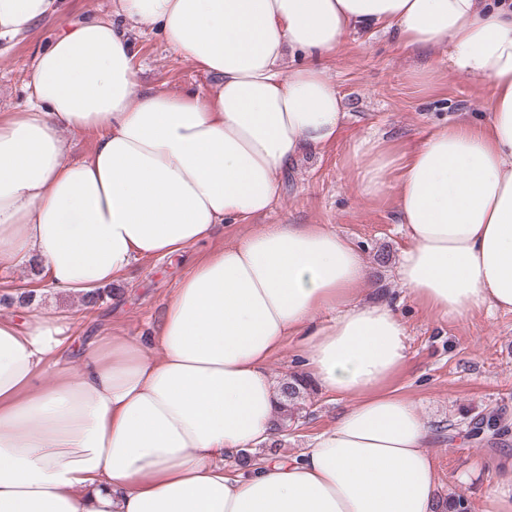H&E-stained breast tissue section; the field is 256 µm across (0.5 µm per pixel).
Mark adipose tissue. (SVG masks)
Returning a JSON list of instances; mask_svg holds the SVG:
<instances>
[{
  "label": "adipose tissue",
  "mask_w": 512,
  "mask_h": 512,
  "mask_svg": "<svg viewBox=\"0 0 512 512\" xmlns=\"http://www.w3.org/2000/svg\"><path fill=\"white\" fill-rule=\"evenodd\" d=\"M54 3L0 0V38ZM143 23L214 88L140 87L126 30ZM367 25L490 83L481 122L457 114L402 155L375 133L354 149L359 194H397L401 283L443 318L512 312V0H112L36 54L27 109L0 118V267L85 296L219 224L246 230L182 278L149 344L103 336L70 365L58 318L0 319V512H442L431 431L386 388L406 327L359 303V249L323 224L253 222L347 122L321 59ZM74 130L98 139L68 163ZM291 336L308 379L354 403L298 458L229 475L225 455L273 436L268 362Z\"/></svg>",
  "instance_id": "ef3b65f1"
}]
</instances>
